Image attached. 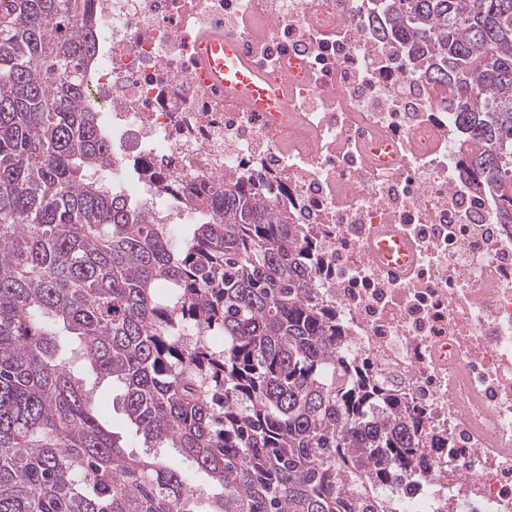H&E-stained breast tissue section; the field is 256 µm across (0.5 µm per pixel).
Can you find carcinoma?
I'll list each match as a JSON object with an SVG mask.
<instances>
[{
  "label": "carcinoma",
  "mask_w": 512,
  "mask_h": 512,
  "mask_svg": "<svg viewBox=\"0 0 512 512\" xmlns=\"http://www.w3.org/2000/svg\"><path fill=\"white\" fill-rule=\"evenodd\" d=\"M380 2L512 225V0ZM93 28L82 0H0V512H395L428 447L344 354L315 244L248 178L184 195L179 228L111 189ZM110 378L207 501L103 426Z\"/></svg>",
  "instance_id": "cac0c4a2"
}]
</instances>
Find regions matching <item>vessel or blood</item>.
Here are the masks:
<instances>
[{"mask_svg":"<svg viewBox=\"0 0 512 512\" xmlns=\"http://www.w3.org/2000/svg\"><path fill=\"white\" fill-rule=\"evenodd\" d=\"M198 77L226 100L253 112H284L288 109L291 76L267 74L244 55L236 40L223 31L200 32L192 42ZM374 259L398 279L410 276L417 262L415 245L394 228L379 230L370 243Z\"/></svg>","mask_w":512,"mask_h":512,"instance_id":"obj_1","label":"vessel or blood"}]
</instances>
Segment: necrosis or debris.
<instances>
[{"instance_id": "obj_1", "label": "necrosis or debris", "mask_w": 512, "mask_h": 512, "mask_svg": "<svg viewBox=\"0 0 512 512\" xmlns=\"http://www.w3.org/2000/svg\"><path fill=\"white\" fill-rule=\"evenodd\" d=\"M102 54L86 91L120 140L112 177L206 198L251 176L317 245L318 297L346 355L420 415L436 450L402 512H512V225L461 173L456 130L374 0H90ZM279 72L284 117L224 106L197 80L188 22ZM417 246L397 280L369 244Z\"/></svg>"}]
</instances>
